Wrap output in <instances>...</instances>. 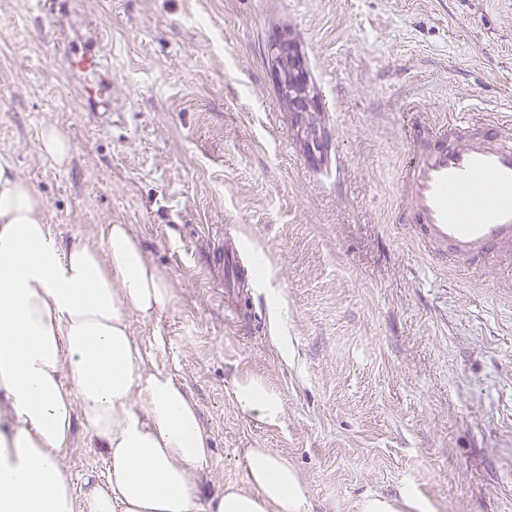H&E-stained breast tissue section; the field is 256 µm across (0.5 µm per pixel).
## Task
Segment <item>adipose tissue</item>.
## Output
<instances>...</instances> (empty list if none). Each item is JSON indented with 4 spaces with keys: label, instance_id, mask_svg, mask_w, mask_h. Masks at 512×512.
<instances>
[{
    "label": "adipose tissue",
    "instance_id": "obj_1",
    "mask_svg": "<svg viewBox=\"0 0 512 512\" xmlns=\"http://www.w3.org/2000/svg\"><path fill=\"white\" fill-rule=\"evenodd\" d=\"M44 208L0 154V512H308L296 472L266 448L246 449L243 485L203 498L196 474L211 445L197 405L147 369L128 320L173 307L167 279L128 225L65 246ZM233 396L269 425L286 413L256 377L235 380ZM77 416L107 463L80 501L57 457Z\"/></svg>",
    "mask_w": 512,
    "mask_h": 512
}]
</instances>
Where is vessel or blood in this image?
Masks as SVG:
<instances>
[{"label":"vessel or blood","mask_w":512,"mask_h":512,"mask_svg":"<svg viewBox=\"0 0 512 512\" xmlns=\"http://www.w3.org/2000/svg\"><path fill=\"white\" fill-rule=\"evenodd\" d=\"M38 16L43 39L59 52L84 111L102 113V128H111L109 40L88 22L85 37L71 39L68 0H51ZM404 149L395 222L429 264L461 271L494 266L512 273V120L439 127L422 118L405 130ZM214 248L213 273L224 283L228 308L240 314L251 292L247 259L233 225H225Z\"/></svg>","instance_id":"obj_1"}]
</instances>
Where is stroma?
<instances>
[{"label": "stroma", "instance_id": "35a3bbf8", "mask_svg": "<svg viewBox=\"0 0 512 512\" xmlns=\"http://www.w3.org/2000/svg\"><path fill=\"white\" fill-rule=\"evenodd\" d=\"M112 44V130L79 112L30 0H0V153L62 243L128 225L175 304L129 320L150 370L196 401L202 495L242 482L246 448L284 457L309 512L410 493L433 512H512V280L433 269L390 214L413 108L438 123L512 117V0H78ZM297 42L329 134L311 159L268 45ZM54 127L65 165L38 149ZM235 225L250 327L210 275ZM257 376L287 410L241 413ZM76 493L106 477L82 425L59 452ZM234 400L242 413L260 421L277 425L286 413L284 398L256 377H242L233 383Z\"/></svg>", "mask_w": 512, "mask_h": 512}]
</instances>
